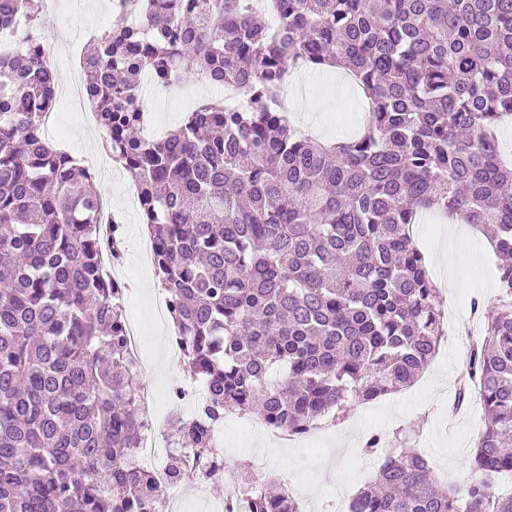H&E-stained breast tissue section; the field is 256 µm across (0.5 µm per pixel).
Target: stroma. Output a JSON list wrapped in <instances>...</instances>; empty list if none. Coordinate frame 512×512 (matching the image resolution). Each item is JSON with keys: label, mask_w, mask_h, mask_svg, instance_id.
<instances>
[{"label": "stroma", "mask_w": 512, "mask_h": 512, "mask_svg": "<svg viewBox=\"0 0 512 512\" xmlns=\"http://www.w3.org/2000/svg\"><path fill=\"white\" fill-rule=\"evenodd\" d=\"M48 14L60 19L50 31V62L60 91L55 108L56 123L46 137L70 152L81 163L97 167L102 156L97 151L99 134L83 116L69 108L68 83L77 77L80 61L90 38L112 22L111 0H46ZM302 98L292 112L294 125L325 141L349 138L355 128L350 110L360 96L345 77L336 73L306 71L298 77ZM224 91L205 86L192 75L167 88L147 86L144 104L147 133L160 134L176 127L185 112L201 101H222ZM128 179L119 165H112L98 176L96 187L103 200L123 217V237L128 248L125 264L118 276L131 282L155 281L152 267L139 257L143 226L137 208L127 207ZM415 240L424 251L439 290L438 301L445 312L447 334L438 356L412 386L386 398L349 408L336 426L315 432L299 444L272 447L265 436L242 431L232 420L224 422V441L217 454L238 473L252 472L263 466L266 474L289 476L303 485L305 512H328V502L338 485L358 492L374 480L382 462L381 454L364 451L367 437L379 433L398 434L400 440L415 442L426 454L436 475L457 491H465L474 480L470 457L484 428L478 401L458 406L456 381L465 362L463 351L484 335L483 324L470 304L496 305L499 296L497 257L485 238L470 225L459 227L456 238H449L447 225L436 219L415 225ZM153 295L134 291L126 314L137 317L144 342L143 356L149 378L155 384L160 402H167L170 390L183 383L179 360L168 354V339L159 333L154 318Z\"/></svg>", "instance_id": "stroma-1"}]
</instances>
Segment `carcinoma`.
Wrapping results in <instances>:
<instances>
[{
	"label": "carcinoma",
	"instance_id": "1",
	"mask_svg": "<svg viewBox=\"0 0 512 512\" xmlns=\"http://www.w3.org/2000/svg\"><path fill=\"white\" fill-rule=\"evenodd\" d=\"M41 0H0V512H156L210 478L212 431L253 413L304 435L413 383L444 336L412 225L438 212L499 257L498 303H472L484 337L458 400L485 428L464 495L414 448L390 449L350 512H512V0H115L79 77L112 160L138 191L187 377L209 395L171 428L168 480L131 462L145 424L123 288V244L100 219L94 173L43 134L55 76ZM337 68L369 102L362 131L327 143L288 123L295 66ZM190 72L233 85L159 138L141 88ZM245 490L225 512H300Z\"/></svg>",
	"mask_w": 512,
	"mask_h": 512
}]
</instances>
